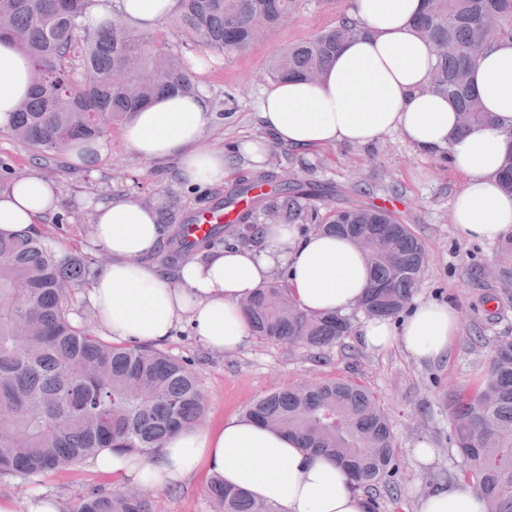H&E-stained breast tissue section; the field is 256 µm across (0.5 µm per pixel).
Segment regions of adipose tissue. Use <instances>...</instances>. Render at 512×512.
I'll return each instance as SVG.
<instances>
[{"label":"adipose tissue","instance_id":"obj_1","mask_svg":"<svg viewBox=\"0 0 512 512\" xmlns=\"http://www.w3.org/2000/svg\"><path fill=\"white\" fill-rule=\"evenodd\" d=\"M420 8L421 0H354L348 15L362 22L363 35L337 50L319 82H270L258 117L277 142L299 151L366 146L392 133L422 152L449 148L451 167L463 178L452 220L465 238L492 241L512 231V197L497 180L512 149V39L495 41L470 71L471 88L495 124L461 131L454 102L428 89L435 57L413 27ZM180 9V0H87L84 21L100 30L119 17L150 30ZM34 83L30 62L12 39L1 38V130ZM210 120L206 94L163 96L133 115L123 137L138 157L175 163L186 186L220 184L234 156L257 158L262 145L248 140L216 150L206 135ZM58 206L56 182L39 172L8 180L0 186V231L45 223ZM87 207L93 242L111 257L87 299L101 334L118 344L157 342L187 322L211 350L236 351L250 339L241 301L276 273L286 272L289 291L306 312L349 314L370 282L353 240L322 231L301 237L290 224L267 225L261 244L211 251L182 264L171 278L148 261L163 237L155 207L134 193ZM456 330L447 304L419 301L400 325L368 317L356 336L374 352L398 346L416 359L437 361L447 355ZM93 466L118 490L131 484L157 491L192 478H220L275 512L370 510L367 496L335 459L299 448L288 435L243 415L179 431L145 453L103 449ZM415 512H485V504L479 492L441 482L419 499Z\"/></svg>","mask_w":512,"mask_h":512}]
</instances>
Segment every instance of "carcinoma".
I'll list each match as a JSON object with an SVG mask.
<instances>
[{"label": "carcinoma", "instance_id": "cac0c4a2", "mask_svg": "<svg viewBox=\"0 0 512 512\" xmlns=\"http://www.w3.org/2000/svg\"><path fill=\"white\" fill-rule=\"evenodd\" d=\"M297 0H182L174 26L200 51L243 53L296 10ZM5 36L21 44L36 75L31 96L10 119L8 135L45 159L79 139L101 137L123 125L161 94L197 91L183 52L147 32L112 21L104 31L82 23V0H0ZM434 48L429 89L456 104L460 127L492 123L469 87L477 58L495 41L512 39V0H425L414 20ZM363 33L343 15L314 38L273 58V78L319 80L336 49ZM512 196V148L499 171ZM270 187V194L255 190ZM320 192L299 179L260 171L237 184L224 207L245 204L236 223L183 244L184 224L167 241L170 253H197L258 239L251 223L260 208L275 224L305 217L299 199ZM318 229L375 246L367 258L371 281L362 304L368 316L395 317L412 299L425 271V250L411 227L386 209H340ZM93 258L69 261L34 226L0 232V477L36 481L82 464L103 448L147 452L172 432L202 422L206 395L185 362L152 346L114 345L71 318V296L86 280ZM497 274L512 278V232L497 245ZM252 335L299 346L313 358L350 336L349 316L307 314L284 278L258 288L243 302ZM449 440L458 449L466 482L484 498L486 512H512V338L494 342L479 386L448 397ZM247 415L295 438L301 447L336 459L357 488L374 490L396 471L394 433L374 394L350 380L273 393ZM210 512H272L246 492L213 482ZM64 512H151L149 499L125 491L91 492Z\"/></svg>", "mask_w": 512, "mask_h": 512}]
</instances>
